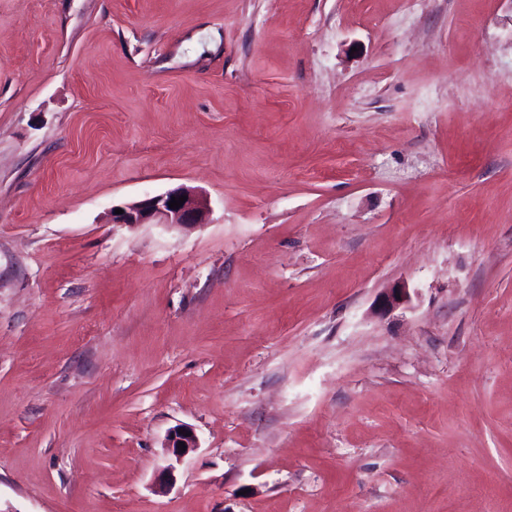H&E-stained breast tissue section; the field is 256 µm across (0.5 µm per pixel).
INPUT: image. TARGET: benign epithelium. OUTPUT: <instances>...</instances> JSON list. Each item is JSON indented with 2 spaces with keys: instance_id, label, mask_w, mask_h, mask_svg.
Masks as SVG:
<instances>
[{
  "instance_id": "obj_1",
  "label": "benign epithelium",
  "mask_w": 512,
  "mask_h": 512,
  "mask_svg": "<svg viewBox=\"0 0 512 512\" xmlns=\"http://www.w3.org/2000/svg\"><path fill=\"white\" fill-rule=\"evenodd\" d=\"M185 196L187 200L178 209L169 207L172 197ZM211 208L208 200L192 189L174 190L131 204L122 214L112 216V222L121 224H165L168 226H195L208 223ZM409 298L404 287H393L384 292L381 301L385 308L393 310L403 305ZM185 443L186 450L178 448ZM167 451L182 458L198 448V438L192 429L175 428L168 435Z\"/></svg>"
}]
</instances>
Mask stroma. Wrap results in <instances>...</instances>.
I'll use <instances>...</instances> for the list:
<instances>
[{"label": "stroma", "instance_id": "stroma-1", "mask_svg": "<svg viewBox=\"0 0 512 512\" xmlns=\"http://www.w3.org/2000/svg\"><path fill=\"white\" fill-rule=\"evenodd\" d=\"M0 512H512V0H0ZM172 196L187 200L178 209H171ZM211 208L208 200L192 189L174 190L131 204L123 214L113 215L112 223L165 224L168 226H195L207 224ZM180 430H183L184 433H191V436H184V434H180ZM179 442H185L186 450L181 451L178 448ZM167 451L175 456L176 458H182L189 453L193 452L198 448V438L194 431L188 427H179L173 429L168 435L166 447Z\"/></svg>", "mask_w": 512, "mask_h": 512}]
</instances>
